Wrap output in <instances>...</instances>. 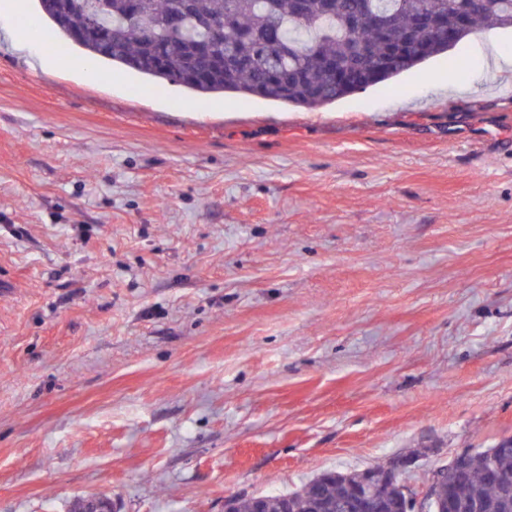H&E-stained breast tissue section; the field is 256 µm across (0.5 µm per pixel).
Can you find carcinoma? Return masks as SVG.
<instances>
[{"label":"carcinoma","instance_id":"carcinoma-1","mask_svg":"<svg viewBox=\"0 0 512 512\" xmlns=\"http://www.w3.org/2000/svg\"><path fill=\"white\" fill-rule=\"evenodd\" d=\"M100 3L108 12L100 30L83 32ZM471 0H39V7L59 34L62 51L72 48L109 64L131 69L149 83L171 82L200 95L236 94L287 106L319 109L358 90L385 83L451 50L438 39L424 46L411 38L419 19L435 28L453 27ZM390 15L384 34L373 14ZM199 18L218 24L213 32L196 25ZM512 30V0H482L472 13L466 38L479 25ZM405 51L393 66L372 80L387 47ZM474 448L466 468L448 475L453 512H512V487L489 476V467L512 475V446L501 451ZM366 471H333L324 481H308L278 495L265 496V512H308L307 499L319 494L330 506L360 483ZM381 512H405L402 492L385 491Z\"/></svg>","mask_w":512,"mask_h":512}]
</instances>
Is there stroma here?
<instances>
[{"mask_svg": "<svg viewBox=\"0 0 512 512\" xmlns=\"http://www.w3.org/2000/svg\"><path fill=\"white\" fill-rule=\"evenodd\" d=\"M0 36V512H224L512 437V32L308 111Z\"/></svg>", "mask_w": 512, "mask_h": 512, "instance_id": "1", "label": "stroma"}]
</instances>
